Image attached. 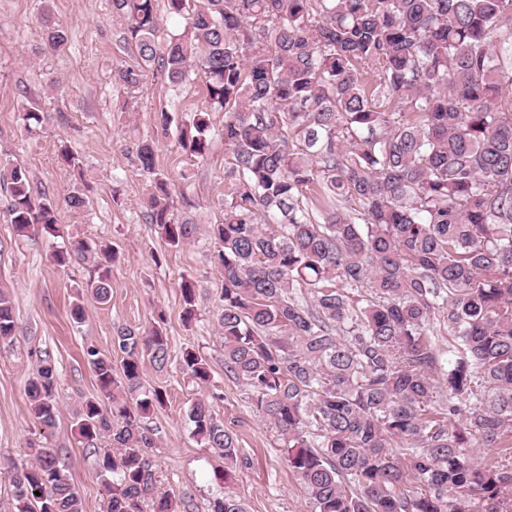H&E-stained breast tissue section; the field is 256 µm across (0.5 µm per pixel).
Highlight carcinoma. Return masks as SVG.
Returning <instances> with one entry per match:
<instances>
[{"label": "carcinoma", "mask_w": 512, "mask_h": 512, "mask_svg": "<svg viewBox=\"0 0 512 512\" xmlns=\"http://www.w3.org/2000/svg\"><path fill=\"white\" fill-rule=\"evenodd\" d=\"M183 31L164 32L157 0H112L140 67L114 83L134 91L148 72L172 87L195 70L206 104L177 126L178 144L206 158L210 113L231 150L224 222L211 228V259L224 276L217 324L224 369L244 381L304 485L308 512H484L512 509V0H166ZM47 47L63 51L68 27L46 13ZM45 115L31 102L26 129ZM148 176L144 207L171 248L197 226L175 214L153 144L137 147ZM18 235L58 236L57 204L39 197L25 167L0 160ZM362 211L353 213L348 206ZM60 267L90 263L76 285L110 299L114 260L83 239L54 251ZM183 317L198 309L180 285ZM165 315L117 331L121 370L84 352L102 395L81 403L75 427L97 447L105 512H196L193 497L157 484L142 427L165 393L146 390L142 358L169 359ZM13 303L0 289V345L14 336ZM441 330L460 342L443 350ZM197 383L208 361L183 353ZM56 372L40 357L27 381L32 415L56 417ZM448 394V406L437 394ZM192 437L224 466L244 458L233 430L196 400ZM483 448L496 450L486 458ZM14 467L13 512H84L51 448L30 446ZM210 512H247L226 493Z\"/></svg>", "instance_id": "carcinoma-1"}]
</instances>
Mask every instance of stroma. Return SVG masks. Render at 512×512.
Here are the masks:
<instances>
[{"instance_id": "35a3bbf8", "label": "stroma", "mask_w": 512, "mask_h": 512, "mask_svg": "<svg viewBox=\"0 0 512 512\" xmlns=\"http://www.w3.org/2000/svg\"><path fill=\"white\" fill-rule=\"evenodd\" d=\"M52 9L70 31L66 51L46 49L40 25ZM134 47L122 39L112 16L111 0H0V153L26 167L42 192L59 209V235L18 236L0 188V287L10 292L16 332L0 346V512H12L13 464L27 460L29 441L53 448L66 466L85 512H102L103 487L97 454L74 429L82 401L98 396L96 379L83 359L86 346L113 351L118 329H146L156 312L166 316L170 358L164 369L142 362L145 388H161L165 403L143 422L153 440L151 453L161 487L192 495L199 512L231 492L248 512H305L307 493L288 466L277 430L256 410L249 388L224 370V340L217 314L223 276L211 261V225L224 219V173L232 154L215 142L206 160L190 157L176 133L162 135L161 111L175 121L189 119L205 101L203 75L170 88L163 75L148 74L139 89L124 93L112 73L138 66ZM40 103L46 121L26 131L23 104ZM151 142L155 162L171 183L178 217L197 225L191 242L173 249L150 224L142 204L146 177L138 167L136 147ZM68 146L79 171L59 163L60 146ZM88 187L89 206L70 209L65 198L75 182ZM111 247V298L101 305L86 300V318L74 322L72 287L89 280L84 262L66 267L51 254L70 237ZM196 283L200 298L196 318L184 322L180 284ZM192 350L210 365L208 382L199 384L181 370V356ZM46 354L57 373L54 428L42 426L29 408L26 382L39 355ZM207 399L217 417L231 428L247 462L231 483L214 480L217 460L191 435L188 409Z\"/></svg>"}]
</instances>
